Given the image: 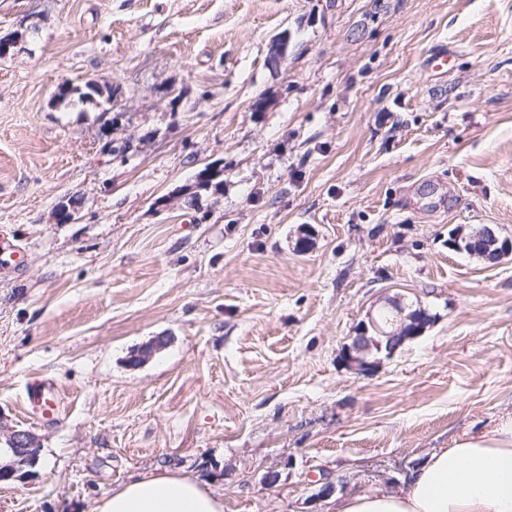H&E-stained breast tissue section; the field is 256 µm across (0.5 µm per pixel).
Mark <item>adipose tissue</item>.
<instances>
[{
	"label": "adipose tissue",
	"mask_w": 512,
	"mask_h": 512,
	"mask_svg": "<svg viewBox=\"0 0 512 512\" xmlns=\"http://www.w3.org/2000/svg\"><path fill=\"white\" fill-rule=\"evenodd\" d=\"M94 512H224V500L190 476L165 471L123 484ZM336 512H512V419L493 435L434 451L395 491L337 498Z\"/></svg>",
	"instance_id": "obj_1"
}]
</instances>
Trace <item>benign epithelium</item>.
Wrapping results in <instances>:
<instances>
[{
	"mask_svg": "<svg viewBox=\"0 0 512 512\" xmlns=\"http://www.w3.org/2000/svg\"><path fill=\"white\" fill-rule=\"evenodd\" d=\"M449 246L458 252H467L484 259L488 256L499 262L512 256V239L502 238L490 225H484L469 232L458 227L450 233ZM386 308L391 311L392 319L382 324L375 317V311ZM435 322V317L423 306L414 307L399 297L387 300L373 307L366 319L359 322L355 336L342 348L344 363L359 374L372 371L381 362L380 355L392 357L406 342L422 337ZM164 346V340L156 338L142 346L133 356L138 364L153 357ZM0 438L11 451L10 460L0 465V479L22 476L25 469L38 461L36 448L38 438L28 430L0 428Z\"/></svg>",
	"mask_w": 512,
	"mask_h": 512,
	"instance_id": "1",
	"label": "benign epithelium"
}]
</instances>
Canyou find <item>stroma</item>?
<instances>
[{
  "label": "stroma",
  "instance_id": "stroma-1",
  "mask_svg": "<svg viewBox=\"0 0 512 512\" xmlns=\"http://www.w3.org/2000/svg\"><path fill=\"white\" fill-rule=\"evenodd\" d=\"M16 35L0 233L27 263L0 271V425L40 451L0 512H93L156 470L224 512H332L323 483L398 489L512 419V257L448 246L512 238V0H0ZM91 78L108 109L58 97ZM394 295L436 321L355 373L341 349ZM448 244L458 252L466 251L484 260L491 256L493 262L512 256V239L501 238L491 225H483L468 233L463 227L454 228ZM51 388L45 386L36 387L28 397L31 411L43 420H50L57 410V402L52 399Z\"/></svg>",
  "mask_w": 512,
  "mask_h": 512
}]
</instances>
